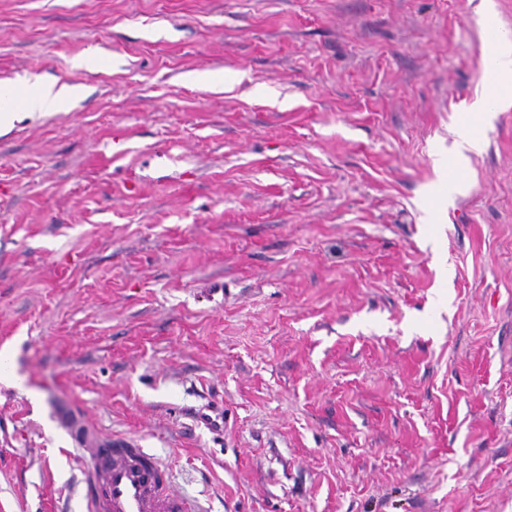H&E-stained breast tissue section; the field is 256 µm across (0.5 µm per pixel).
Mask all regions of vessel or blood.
<instances>
[{"instance_id":"vessel-or-blood-1","label":"vessel or blood","mask_w":512,"mask_h":512,"mask_svg":"<svg viewBox=\"0 0 512 512\" xmlns=\"http://www.w3.org/2000/svg\"><path fill=\"white\" fill-rule=\"evenodd\" d=\"M81 480L87 512H207L199 499L174 492L170 469L128 436L88 451Z\"/></svg>"}]
</instances>
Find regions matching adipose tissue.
Listing matches in <instances>:
<instances>
[{
  "mask_svg": "<svg viewBox=\"0 0 512 512\" xmlns=\"http://www.w3.org/2000/svg\"><path fill=\"white\" fill-rule=\"evenodd\" d=\"M482 53L487 61L485 91L470 105L467 118L459 121L454 131L455 171L448 176V190L452 193L462 187L459 169L484 146L482 123L490 121L496 113L512 109V36L497 34L483 43ZM77 91L74 85L59 86L39 80L30 82L21 93L0 85V131L8 129L22 110L30 116L66 110Z\"/></svg>",
  "mask_w": 512,
  "mask_h": 512,
  "instance_id": "ef3b65f1",
  "label": "adipose tissue"
}]
</instances>
